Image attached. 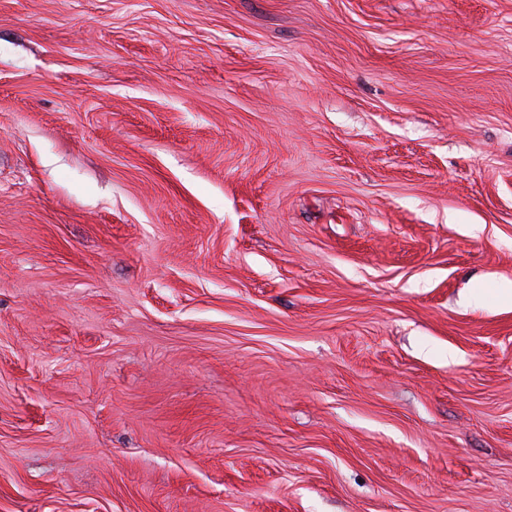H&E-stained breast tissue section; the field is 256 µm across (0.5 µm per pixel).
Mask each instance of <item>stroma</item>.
<instances>
[{
    "mask_svg": "<svg viewBox=\"0 0 512 512\" xmlns=\"http://www.w3.org/2000/svg\"><path fill=\"white\" fill-rule=\"evenodd\" d=\"M512 0H0V512H512Z\"/></svg>",
    "mask_w": 512,
    "mask_h": 512,
    "instance_id": "1",
    "label": "stroma"
}]
</instances>
